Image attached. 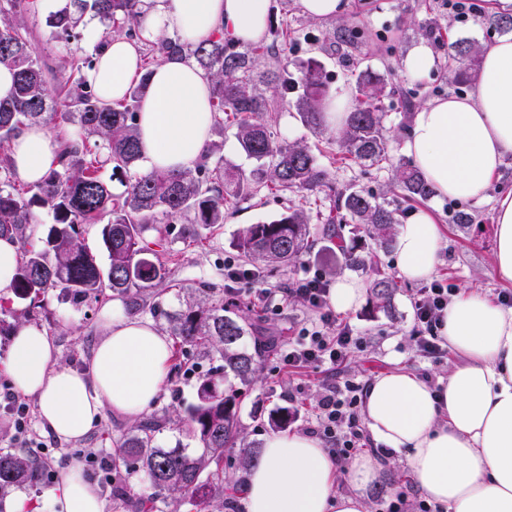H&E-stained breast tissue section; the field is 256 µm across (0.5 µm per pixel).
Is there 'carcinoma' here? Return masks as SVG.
I'll return each mask as SVG.
<instances>
[{"instance_id": "obj_1", "label": "carcinoma", "mask_w": 512, "mask_h": 512, "mask_svg": "<svg viewBox=\"0 0 512 512\" xmlns=\"http://www.w3.org/2000/svg\"><path fill=\"white\" fill-rule=\"evenodd\" d=\"M36 0H0V67L13 72L14 90L0 102V236L21 243V256L10 297L0 302V333L17 327L43 308V297L59 288L75 304L99 300L110 291L127 299L130 311L150 307L166 320L175 347L218 361L197 387V403L175 424L198 442L200 452L164 448L156 441L160 422H138L123 443L112 452V470L139 473L157 494L143 499L132 486L112 487L127 512H153L161 502L166 512H179L188 502L203 512H224V449L242 448L240 466L256 461L254 446L245 443L235 382L253 380L259 359L275 348L266 329L224 303L214 288H198L187 295L180 309L162 306L168 272L158 253L149 247L146 233L158 216L185 217L191 224L212 228L224 223V208L242 195H250L268 183L295 192H323L333 201L337 217L329 223L352 222L351 234L363 233L377 247L394 242L395 210L380 198L353 188L338 189L310 147L290 140L268 126L271 102L288 101L302 123L313 131L324 130L323 105L329 81L320 60L296 62L288 58L293 42L288 29L273 30L269 45L240 50L216 30L205 40L185 44L162 36L152 45L149 63L180 56L194 61L211 81L210 104L214 126L224 128V117L233 120L241 151L255 161L247 170L224 163V143L210 145L204 160L179 171H141L137 113L147 88L142 75L125 97L102 103L82 74L94 59H75L76 76L48 75L39 63L24 28L14 23L21 13L36 12ZM74 10L49 15L52 38L69 42L79 37L85 17L104 27L105 37L133 35L144 14L143 0H73ZM478 22L500 34H512V16H482ZM482 48L471 38H460L448 54V84L472 81L480 67ZM276 58L275 69L257 74L261 58ZM358 105L332 142L342 159L357 164L386 165L396 184L413 202L428 199L432 189L419 171L403 159H395L392 137L384 125L385 100L398 88L390 71L355 63L353 69ZM56 120L79 126L76 138L59 141L58 166L37 182H23L10 159L11 142L26 124L48 125ZM109 165L112 176L125 186L113 193L100 170ZM52 216V226L38 246L29 245L31 225L39 214ZM101 225V239L108 253L107 268L100 267L85 243L82 226ZM308 216L290 207L278 218L249 224L238 234L235 246L255 267L290 268L313 247ZM336 247L345 255L344 266L372 272L369 288L379 308L386 310L398 288L396 277L374 264L373 254L358 253L344 245L342 229H336ZM24 303L19 312L14 304ZM255 337L254 349L245 339ZM297 410L279 407L268 416L269 426L285 431ZM46 462L30 453L0 451V492L13 490L44 475Z\"/></svg>"}]
</instances>
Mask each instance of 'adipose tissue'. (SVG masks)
<instances>
[{
    "mask_svg": "<svg viewBox=\"0 0 512 512\" xmlns=\"http://www.w3.org/2000/svg\"><path fill=\"white\" fill-rule=\"evenodd\" d=\"M141 40L166 35L195 44L223 28L231 41L262 39L272 0H144ZM141 40L111 37L85 78L106 103L121 100L142 72ZM211 82L194 62L174 58L152 68L137 116L142 162L150 170L194 167L212 134ZM58 143L44 126L24 127L11 144L16 174L39 181L56 162ZM406 152L435 193L480 198L512 159V36L486 47L473 92L427 102L416 112ZM441 227L426 209L398 225L396 264L409 280L434 272ZM494 270L512 282V192L495 206ZM103 333L79 370L58 365L52 339L19 326L0 370L37 406L40 422L59 440L85 437L104 410L128 419L143 415L168 378L172 346L154 323L121 303L102 312ZM438 334L457 355L448 376L432 385L392 370L365 391L363 411L376 443L404 459L425 499L441 512H512V308L459 293ZM380 468L370 456L346 466L302 433L266 438L243 489L246 512H365L367 489ZM348 493H339V483ZM53 498L60 512H103L96 485L69 463Z\"/></svg>",
    "mask_w": 512,
    "mask_h": 512,
    "instance_id": "ef3b65f1",
    "label": "adipose tissue"
}]
</instances>
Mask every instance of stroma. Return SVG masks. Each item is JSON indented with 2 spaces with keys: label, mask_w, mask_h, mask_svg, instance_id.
<instances>
[{
  "label": "stroma",
  "mask_w": 512,
  "mask_h": 512,
  "mask_svg": "<svg viewBox=\"0 0 512 512\" xmlns=\"http://www.w3.org/2000/svg\"><path fill=\"white\" fill-rule=\"evenodd\" d=\"M345 20H353L362 34L355 49L348 55L327 51L329 33L338 27V20H316L302 13L297 0H273L269 24L289 29L295 39L291 57L303 60L314 57L321 60L329 76L333 93L354 89L351 58H359L377 69L388 68L404 90L403 98L386 103V127L394 139L395 153L405 157L406 140L417 108L425 103L456 92L446 80L448 43L461 37L475 39L481 44L493 42L496 32L479 26L475 21L460 23L444 12L440 0H348ZM437 27L440 46L434 47L436 64L432 71L414 78L402 64L406 54L420 42L419 28L426 21ZM29 34L42 66L52 74H62L66 60L93 55L95 47L88 36L67 43L50 39L46 13L23 14L20 18ZM469 95V88L458 90ZM273 130L287 134L290 139L306 142L317 151L320 162L327 168L332 181L340 187H354L385 199L397 208L400 218H407L417 208L431 212L436 223L444 229V247L434 272L435 278L445 279L456 291L477 292L490 299L511 293L512 283L500 280L493 269L495 246L494 216L500 194L512 191V161L495 177L481 198L462 201L430 197L424 203L404 201L394 187L391 170L378 166L356 165L339 160L335 146L327 142V134H317L305 127L290 104H278L270 111ZM302 207L310 217L314 246L312 251L289 269L267 268L261 273L263 287L280 294V307L271 310L261 303L240 300L238 307L249 316H262L268 335L278 344H285L289 336L317 320V313L299 297L285 295L294 279L304 274L321 271L328 283H335L333 266L340 253L336 248L335 225L325 223L330 201L320 194L308 196L288 190L261 189L240 199L224 214L223 224L202 229L182 218H165L157 231L149 232L148 240L158 241L160 259L169 270L164 296V307L179 309L188 289L204 285L225 289L229 283L224 263L233 260L239 266L248 261L235 248L238 233L246 226L264 219H272L288 208ZM422 284L399 277L398 289L389 310L377 308L373 296H366L357 308L336 312L338 322L356 327L362 334L360 347L352 349L342 370L356 380L372 381L377 375L401 368L428 376L430 382L444 377L456 360L454 353L439 358L420 356L411 348L410 336L415 330L414 303L419 299ZM103 302L74 304L60 291L48 293L44 308L32 320L33 325L46 329L58 351L61 365L79 368L89 357L101 333L100 314ZM208 360H197L192 370L181 372L177 387H164L151 408L153 416L163 424L157 440L167 448L181 446L196 451L197 442L174 426L170 418L186 412L197 401L200 379L209 372ZM323 376L309 366L283 367L276 353L266 354L260 361L257 378L240 387L237 400L241 422L247 441L263 446L270 435L268 413L280 406L292 405L298 418L292 424L295 432L303 431L307 418L312 417L321 395ZM301 388L297 400H289L288 392ZM34 435L43 437L45 445L36 449V456L49 464L47 477L38 484L22 488L28 508L26 512H51L47 493L61 483L68 462H78L86 477L95 482L103 500L104 512H117L112 503V481L100 468L98 460L111 456L133 427L130 420L104 412L102 419L90 433L76 442H63L46 435L39 419H32ZM381 476L367 492V508L375 512L378 500L390 497L400 487L411 484L405 463L379 458Z\"/></svg>",
  "instance_id": "stroma-1"
}]
</instances>
